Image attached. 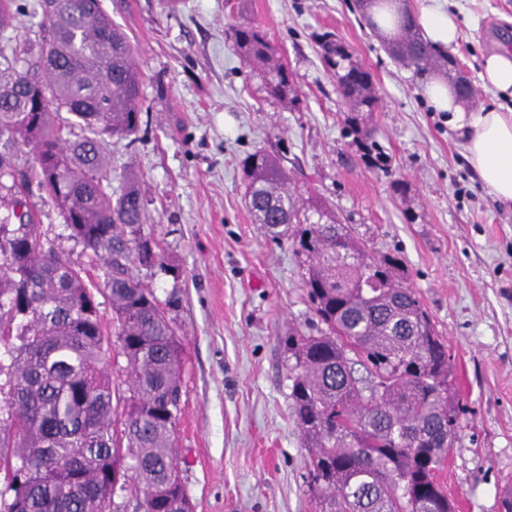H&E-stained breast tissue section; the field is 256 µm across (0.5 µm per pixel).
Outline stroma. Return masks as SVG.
Segmentation results:
<instances>
[{"mask_svg":"<svg viewBox=\"0 0 512 512\" xmlns=\"http://www.w3.org/2000/svg\"><path fill=\"white\" fill-rule=\"evenodd\" d=\"M102 3L143 73L148 131L133 144L112 138L111 150L138 177L144 229L165 254L166 270L132 273L155 288L183 344L176 462L194 512L315 510L283 338L318 322L290 244L271 242L245 205L242 161L257 150L279 158L373 253L401 259L448 346L466 409L440 479L456 512H501L512 488V205L482 185L447 113L427 103L426 74L392 58L356 0ZM457 6L450 53L476 87L471 106L493 104L479 73L487 53L512 45V0ZM242 17L288 61L297 105L270 97L236 52L228 25ZM325 33L374 78L380 104L363 125L382 166L345 134ZM397 179L406 195L393 191ZM30 203L42 237L83 261L52 200L36 192Z\"/></svg>","mask_w":512,"mask_h":512,"instance_id":"stroma-1","label":"stroma"}]
</instances>
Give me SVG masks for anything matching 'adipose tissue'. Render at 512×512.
I'll list each match as a JSON object with an SVG mask.
<instances>
[{
	"label": "adipose tissue",
	"instance_id": "1",
	"mask_svg": "<svg viewBox=\"0 0 512 512\" xmlns=\"http://www.w3.org/2000/svg\"><path fill=\"white\" fill-rule=\"evenodd\" d=\"M363 12L371 26L389 39L410 16L404 0H364ZM413 16L425 40L436 47L447 48L457 41L458 19L442 0H422ZM424 96L434 111L447 113L453 129L461 131L471 164L490 193L501 203H512V107L470 109L454 83L439 73L427 80Z\"/></svg>",
	"mask_w": 512,
	"mask_h": 512
}]
</instances>
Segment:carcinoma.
<instances>
[{
	"label": "carcinoma",
	"instance_id": "obj_1",
	"mask_svg": "<svg viewBox=\"0 0 512 512\" xmlns=\"http://www.w3.org/2000/svg\"><path fill=\"white\" fill-rule=\"evenodd\" d=\"M84 0L28 4L39 21L12 25L16 0H0V512H185L173 455L181 412L182 344L155 289L131 266L168 271L145 233L144 198L112 163L105 136L137 139L143 73L102 7ZM241 57L268 93L298 103L287 64L250 20L229 25ZM325 54L349 74L336 91L350 107L347 134L370 156L359 113L373 112V76L326 34ZM390 51L417 71L455 70L411 25ZM67 116H62V113ZM245 200L273 240L290 242L325 329L285 339L291 410L307 450L318 512H455L437 478L459 431L448 347L401 261L373 256L318 200H301L277 158L243 163ZM56 204L87 263L43 240L32 189ZM100 267L96 283L89 268ZM107 297L109 332L97 295ZM126 360V388L112 386V353ZM363 367L368 377L356 375Z\"/></svg>",
	"mask_w": 512,
	"mask_h": 512
}]
</instances>
